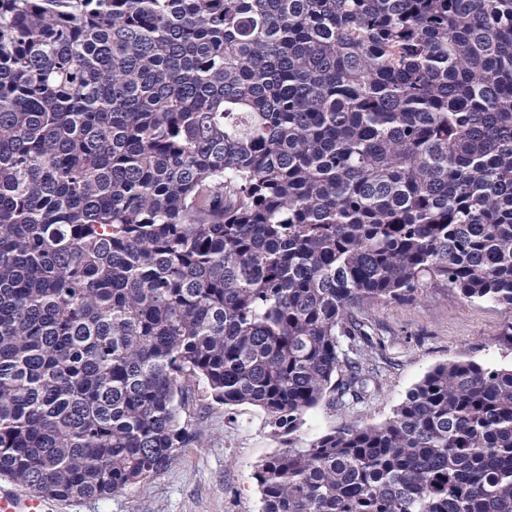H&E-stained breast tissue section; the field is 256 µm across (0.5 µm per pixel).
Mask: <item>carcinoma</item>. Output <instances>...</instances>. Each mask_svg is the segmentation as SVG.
<instances>
[{
	"mask_svg": "<svg viewBox=\"0 0 512 512\" xmlns=\"http://www.w3.org/2000/svg\"><path fill=\"white\" fill-rule=\"evenodd\" d=\"M512 309V0H0V476L159 475L192 388L292 435L374 306ZM261 512H512V366L257 466Z\"/></svg>",
	"mask_w": 512,
	"mask_h": 512,
	"instance_id": "1",
	"label": "carcinoma"
}]
</instances>
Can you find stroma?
Returning a JSON list of instances; mask_svg holds the SVG:
<instances>
[{"instance_id": "stroma-1", "label": "stroma", "mask_w": 512, "mask_h": 512, "mask_svg": "<svg viewBox=\"0 0 512 512\" xmlns=\"http://www.w3.org/2000/svg\"><path fill=\"white\" fill-rule=\"evenodd\" d=\"M373 317L382 340L376 354L379 391L351 418L359 424L385 422L439 364L464 359L512 365V309L452 296L441 283L428 282L416 299L377 306ZM347 419L321 405L287 439L275 435L254 406L227 411L201 397L188 414L199 440L164 472L105 498L48 499L46 512H260L256 466L287 446L307 447Z\"/></svg>"}]
</instances>
